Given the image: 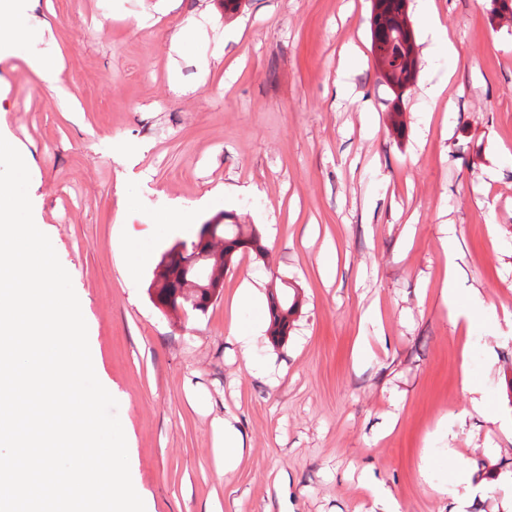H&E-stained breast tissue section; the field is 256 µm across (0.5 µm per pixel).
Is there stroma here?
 <instances>
[{
  "mask_svg": "<svg viewBox=\"0 0 512 512\" xmlns=\"http://www.w3.org/2000/svg\"><path fill=\"white\" fill-rule=\"evenodd\" d=\"M435 3L456 61L420 62L399 98L379 78L371 0H248L231 16L220 0H38L43 38L0 60V136L29 158L34 221L72 279L149 512H383L379 488L399 512H456L465 484L466 512H506L512 16ZM351 41L363 56L345 74ZM28 55L60 58L76 105ZM447 75L444 99L424 98ZM222 212L255 225L267 257L238 255L206 313L161 311L154 265L127 266ZM446 224L458 293L479 291L490 320L455 321L442 299ZM248 283L299 295L287 340L257 343L261 376L234 338L268 315L239 304ZM370 309L378 324L361 326ZM224 416L246 446L226 476Z\"/></svg>",
  "mask_w": 512,
  "mask_h": 512,
  "instance_id": "stroma-1",
  "label": "stroma"
}]
</instances>
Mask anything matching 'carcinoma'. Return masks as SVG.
<instances>
[{"mask_svg":"<svg viewBox=\"0 0 512 512\" xmlns=\"http://www.w3.org/2000/svg\"><path fill=\"white\" fill-rule=\"evenodd\" d=\"M406 0H372L371 36L372 50L379 66L386 67L382 74L383 81L400 96L414 83L418 57L414 32L408 24L405 9ZM229 215L224 213L212 220L214 224H224V239L230 245L224 248V254L216 255L210 260V266L217 271V276L224 275L225 269L232 261V251L239 246L255 252L259 256L266 254L262 238L253 226L236 224L227 221ZM197 239L179 240L175 242L162 256L150 285V296L155 302L165 303L168 288L166 283L171 275L178 274L186 280H191L194 273L193 255ZM178 252L179 262L186 265L177 269L169 256ZM297 298L287 299L274 297L270 306V331L274 341L281 342L288 335L290 318L297 311Z\"/></svg>","mask_w":512,"mask_h":512,"instance_id":"carcinoma-1","label":"carcinoma"}]
</instances>
